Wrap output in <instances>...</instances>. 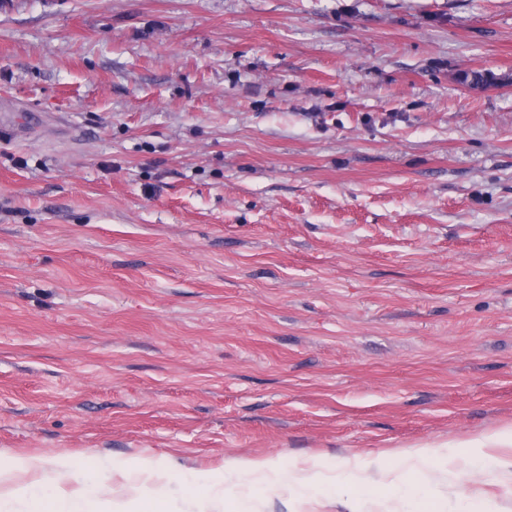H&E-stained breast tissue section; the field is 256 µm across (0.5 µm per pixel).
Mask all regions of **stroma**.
I'll list each match as a JSON object with an SVG mask.
<instances>
[{"label":"stroma","mask_w":512,"mask_h":512,"mask_svg":"<svg viewBox=\"0 0 512 512\" xmlns=\"http://www.w3.org/2000/svg\"><path fill=\"white\" fill-rule=\"evenodd\" d=\"M512 0H0V462L243 460L253 512H512ZM74 479L56 488L59 460ZM387 480L368 483L371 461ZM279 479L288 483L289 488L294 487L300 492L318 491L320 487L327 482L337 481L340 479L353 478L346 476L341 470L336 471V476H325L321 471L311 468L302 470L300 472L292 471L290 469H282L278 475Z\"/></svg>","instance_id":"obj_1"}]
</instances>
